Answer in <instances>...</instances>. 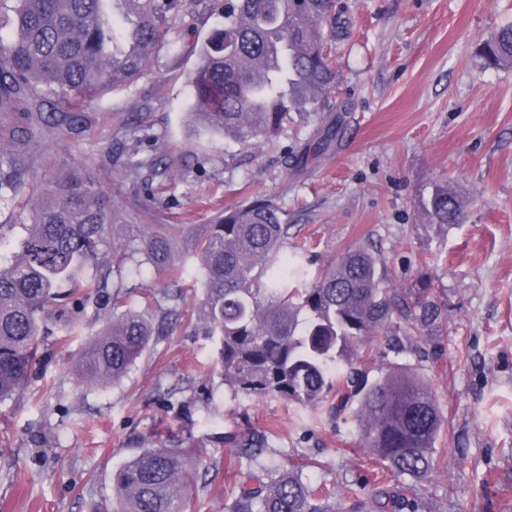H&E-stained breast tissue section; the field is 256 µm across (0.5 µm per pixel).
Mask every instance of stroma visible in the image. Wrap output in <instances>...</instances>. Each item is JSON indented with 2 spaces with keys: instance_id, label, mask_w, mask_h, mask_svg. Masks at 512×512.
I'll return each instance as SVG.
<instances>
[{
  "instance_id": "obj_1",
  "label": "stroma",
  "mask_w": 512,
  "mask_h": 512,
  "mask_svg": "<svg viewBox=\"0 0 512 512\" xmlns=\"http://www.w3.org/2000/svg\"><path fill=\"white\" fill-rule=\"evenodd\" d=\"M347 3L348 36L336 55L343 125L302 169H286L284 157L331 109L289 123L274 148L200 135L189 114L196 60L165 47L136 82L81 112L74 129L33 124L17 163L43 180L93 171L133 226L209 224L224 207L263 195L288 218L284 252L306 246L324 267L367 243L394 286L430 281L448 307L433 337L438 362L407 351L365 369L372 380L417 369L444 416L434 473L418 484L419 512H512V68L478 56L512 25V0ZM133 121L150 127L157 146L130 139ZM439 184L459 199L461 223L424 218L421 201ZM149 187L159 210L142 206ZM26 218L23 198L0 205V259L16 249ZM111 318L91 310L82 335L45 337L37 377L0 404V512H109L113 471L138 449L178 443L217 462L202 475L194 512H224L231 490L255 473L237 452L252 434L267 436L279 469L303 465L318 503L346 496L365 512H393L403 482L363 447L352 411L333 417L277 395L232 393L214 339L196 324L177 323L122 381L79 385L87 337Z\"/></svg>"
}]
</instances>
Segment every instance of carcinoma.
<instances>
[{"mask_svg":"<svg viewBox=\"0 0 512 512\" xmlns=\"http://www.w3.org/2000/svg\"><path fill=\"white\" fill-rule=\"evenodd\" d=\"M194 2L204 0H0V112L24 104L48 124L42 107L50 98L74 120L103 92L132 84L165 45L175 56L196 58L193 114L227 142L272 143L294 115L329 101L347 8L336 0H209L223 26L190 43L173 30L194 16ZM478 55L487 66L512 68V26L485 41ZM334 137L329 122L309 147L286 157V167H304ZM24 185L14 159L1 155L0 200ZM422 209L430 224L460 223L461 203L446 185ZM29 211L19 251L0 266V403L27 389L42 338L57 328L74 333L89 307L112 309V320L87 342L78 377L96 386L120 381L183 311L177 290L164 292L170 306L151 314L134 307L126 269L149 264L176 286L198 266L203 300L194 313L218 338L225 388L315 408L332 393L329 413L336 415L355 402L358 438L394 477L432 473L444 425L432 389L408 368L372 382L362 368L370 342L385 353L410 350L420 362L437 361L436 346H409L447 317L428 283L388 287L380 258L362 245L312 276L305 250L280 253L289 224L262 197L224 207L215 223L187 235L176 224H146L124 238L108 196L83 172L47 180ZM239 448L263 477L232 490L228 512H328L312 503L301 474L259 460L263 437ZM200 466L176 446L142 449L113 474V512H193Z\"/></svg>","mask_w":512,"mask_h":512,"instance_id":"carcinoma-1","label":"carcinoma"}]
</instances>
